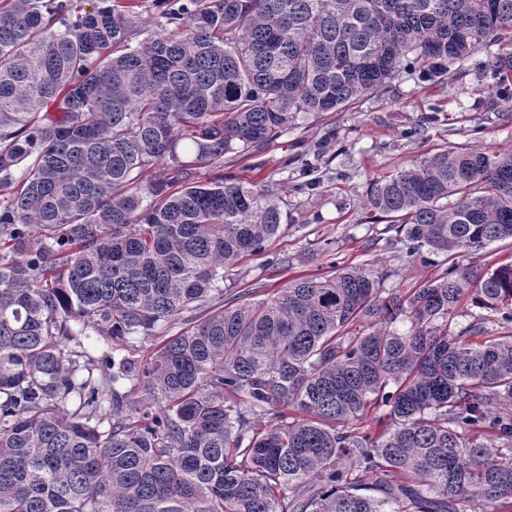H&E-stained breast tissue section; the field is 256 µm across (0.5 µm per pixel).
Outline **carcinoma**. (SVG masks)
<instances>
[{
	"mask_svg": "<svg viewBox=\"0 0 512 512\" xmlns=\"http://www.w3.org/2000/svg\"><path fill=\"white\" fill-rule=\"evenodd\" d=\"M84 2L0 0V512H509L512 261L456 256L512 244L511 152L372 184L386 244L449 262L416 288L342 266L233 298L120 361L145 402L104 405L69 344L162 327L280 233L226 155L498 41L512 92V0ZM467 296L488 314L453 330ZM512 258V246L505 244H493L480 251L476 255H466L459 259V263L467 266L472 261L482 271H492L500 264L510 261Z\"/></svg>",
	"mask_w": 512,
	"mask_h": 512,
	"instance_id": "carcinoma-1",
	"label": "carcinoma"
}]
</instances>
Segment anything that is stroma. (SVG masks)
Wrapping results in <instances>:
<instances>
[{
	"instance_id": "1",
	"label": "stroma",
	"mask_w": 512,
	"mask_h": 512,
	"mask_svg": "<svg viewBox=\"0 0 512 512\" xmlns=\"http://www.w3.org/2000/svg\"><path fill=\"white\" fill-rule=\"evenodd\" d=\"M499 51L496 44L479 48L435 78L420 69L400 72L380 94L338 112L304 115L249 157L226 156L225 173L266 179L288 212L285 229L264 251L225 277L227 293L252 289L262 299L295 277L331 274L336 264L387 273L388 289H410L437 277L443 270L439 258L424 263L405 257L379 241L385 220L364 223L369 190L375 179L441 148L512 150V97L496 92L488 69ZM326 242L328 254L322 251ZM192 317L183 312L151 335L130 336L112 347L88 328L80 337L82 349L95 358L110 349L115 357L140 361Z\"/></svg>"
}]
</instances>
